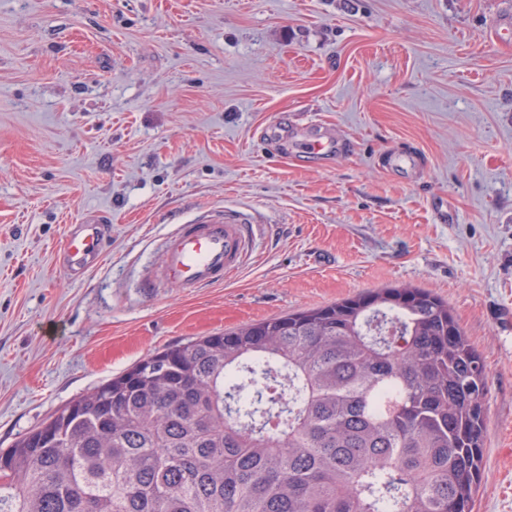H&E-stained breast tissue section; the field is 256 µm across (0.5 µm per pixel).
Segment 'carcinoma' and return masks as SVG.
Returning a JSON list of instances; mask_svg holds the SVG:
<instances>
[{
    "label": "carcinoma",
    "mask_w": 512,
    "mask_h": 512,
    "mask_svg": "<svg viewBox=\"0 0 512 512\" xmlns=\"http://www.w3.org/2000/svg\"><path fill=\"white\" fill-rule=\"evenodd\" d=\"M488 383L408 286L147 356L0 449V512H471Z\"/></svg>",
    "instance_id": "1"
}]
</instances>
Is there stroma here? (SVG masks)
Here are the masks:
<instances>
[{
	"label": "stroma",
	"mask_w": 512,
	"mask_h": 512,
	"mask_svg": "<svg viewBox=\"0 0 512 512\" xmlns=\"http://www.w3.org/2000/svg\"><path fill=\"white\" fill-rule=\"evenodd\" d=\"M509 19L512 0H0V448L167 346L408 285L481 356L472 512H512ZM273 122L324 127L334 154L266 144ZM205 215L259 224L252 258L143 296ZM88 216L105 254L75 279L56 256Z\"/></svg>",
	"instance_id": "stroma-1"
}]
</instances>
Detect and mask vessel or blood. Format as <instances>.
I'll list each match as a JSON object with an SVG mask.
<instances>
[{
  "label": "vessel or blood",
  "instance_id": "b4317fda",
  "mask_svg": "<svg viewBox=\"0 0 512 512\" xmlns=\"http://www.w3.org/2000/svg\"><path fill=\"white\" fill-rule=\"evenodd\" d=\"M257 231V225L231 218L182 225L164 243L160 279L145 278L139 286L149 295L161 279L184 289L223 284L249 260ZM104 239L97 220L70 225L57 261L72 277H82L98 262Z\"/></svg>",
  "mask_w": 512,
  "mask_h": 512
}]
</instances>
